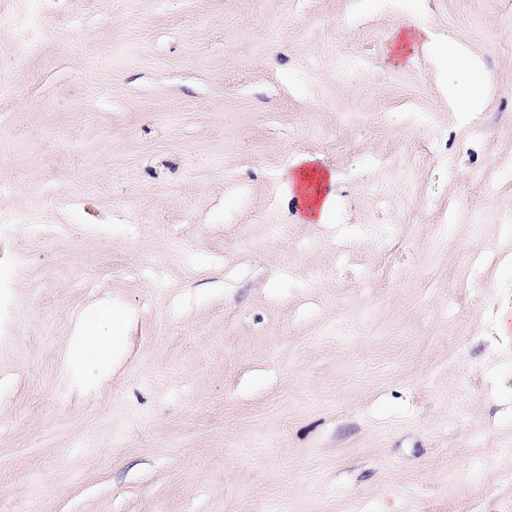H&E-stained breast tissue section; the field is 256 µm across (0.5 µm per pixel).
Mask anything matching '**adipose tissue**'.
<instances>
[{
    "mask_svg": "<svg viewBox=\"0 0 512 512\" xmlns=\"http://www.w3.org/2000/svg\"><path fill=\"white\" fill-rule=\"evenodd\" d=\"M433 40L438 41L436 33L422 24L396 31L386 50L387 65L406 66L418 43ZM438 43L443 72L453 90V105L458 112H471L489 89L491 76L466 48L450 42ZM335 180V173L322 170L315 157L299 154L281 170L279 183L285 197L302 201L299 223L324 224L336 208ZM122 322V315L112 307L97 309L93 321L79 330L70 347L68 364L82 373L98 371L102 355L123 342Z\"/></svg>",
    "mask_w": 512,
    "mask_h": 512,
    "instance_id": "1",
    "label": "adipose tissue"
}]
</instances>
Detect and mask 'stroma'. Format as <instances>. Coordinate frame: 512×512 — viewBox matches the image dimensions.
I'll use <instances>...</instances> for the list:
<instances>
[{
    "label": "stroma",
    "mask_w": 512,
    "mask_h": 512,
    "mask_svg": "<svg viewBox=\"0 0 512 512\" xmlns=\"http://www.w3.org/2000/svg\"><path fill=\"white\" fill-rule=\"evenodd\" d=\"M357 2L0 0V512H512V0ZM439 41V56L448 85L453 90V105L457 112H475L477 101L486 93L491 84L487 72L475 56L466 48L445 42L429 27L416 24L398 30L392 36L385 54L390 67L406 66L412 59L415 46L429 41ZM474 124H479V113L475 112ZM335 180V173L323 172L315 157L298 154L281 170L279 183L285 197L303 202L299 223L325 224L336 209ZM123 317L112 307L96 310L92 322L83 326L67 353V362L81 373L98 372L103 354L122 345Z\"/></svg>",
    "instance_id": "35a3bbf8"
}]
</instances>
